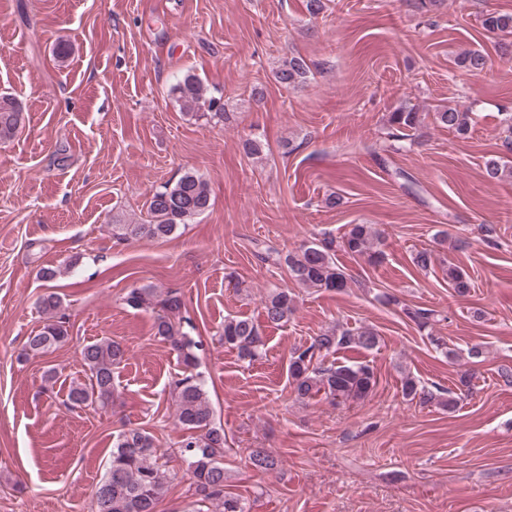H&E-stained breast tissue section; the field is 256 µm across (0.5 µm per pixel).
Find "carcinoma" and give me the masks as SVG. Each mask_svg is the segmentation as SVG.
Instances as JSON below:
<instances>
[{
    "instance_id": "carcinoma-1",
    "label": "carcinoma",
    "mask_w": 512,
    "mask_h": 512,
    "mask_svg": "<svg viewBox=\"0 0 512 512\" xmlns=\"http://www.w3.org/2000/svg\"><path fill=\"white\" fill-rule=\"evenodd\" d=\"M483 29L491 36L512 35V15L487 14L482 19ZM458 65L470 72L486 68L487 58L479 50H470L458 58ZM309 73L306 61L292 56L275 71V80L286 86H296ZM180 110L197 120L228 121L221 99L196 77L187 72L172 87ZM441 125L459 136L469 133L471 113L448 107L436 113ZM23 121L22 108L12 97L0 96V140L15 135ZM388 124L396 137L405 138L422 124L421 113L413 105L404 103L389 113ZM486 175L491 180L512 177V165L498 160L486 163ZM211 189L208 182L193 173L182 176L174 185H165L156 191L148 205L149 219L144 224H114L112 236L118 241L142 238L163 239L173 234L180 225L188 223L210 206ZM380 232L371 224H352L340 238L325 236L302 244L298 250L282 254L278 251L264 257L266 261L285 266L290 277L306 288L342 291L348 287V278L337 264L336 253L344 252L365 259L372 265L383 262L385 252ZM448 283L455 293L465 296L470 292L471 278L462 267L448 264ZM133 309H152L155 312L154 329L177 352L187 375L175 381L176 424L184 431L179 445L180 457L187 463L185 475L194 490L195 512H247L239 498L224 491V433L211 426L212 410L206 392L195 373L199 347L183 331L180 317L183 302L173 292L157 298L151 288H134L124 297ZM63 300L55 292L41 296L40 307L46 320L40 329L27 337L25 354H44L56 349L68 339L65 321L58 317ZM296 295L287 288L273 289L263 301V315L267 323L280 326L288 322L296 309ZM402 311L419 329L431 336L436 347L440 339L432 336L430 328L434 313L429 309L411 308ZM224 345L238 351L242 359L252 360L263 345L259 327L247 317L224 320ZM379 345L376 331L363 326L357 329L332 328L314 337L310 343L294 348L288 360L289 382L300 399L319 393L334 402L364 399L376 385L373 368L362 361L326 362L322 356L341 349L372 351ZM125 357L120 343L100 340L86 344L81 359L87 379L70 386L67 400L75 406L105 407L112 403L113 373ZM403 396L419 398L425 403L435 400L452 407L454 396L447 390H427L408 375L402 383ZM245 466L256 472H269L276 468L277 459L263 448L252 449L245 458ZM176 477L168 469L166 452L157 447L154 437L139 429L118 433L112 441V454L108 471L94 493L95 512H155L159 499L169 483Z\"/></svg>"
}]
</instances>
